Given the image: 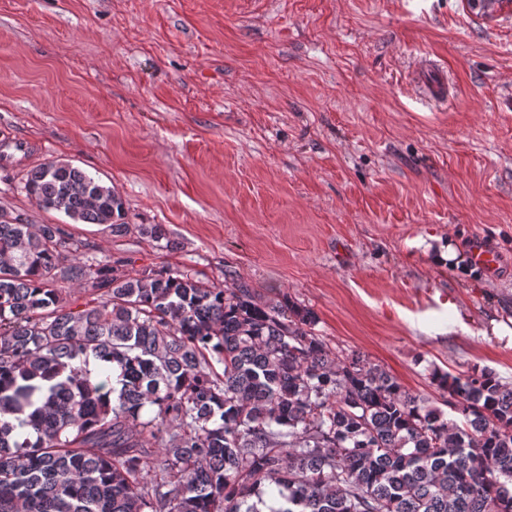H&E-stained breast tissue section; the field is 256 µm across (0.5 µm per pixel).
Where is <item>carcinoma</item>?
<instances>
[{
  "label": "carcinoma",
  "mask_w": 512,
  "mask_h": 512,
  "mask_svg": "<svg viewBox=\"0 0 512 512\" xmlns=\"http://www.w3.org/2000/svg\"><path fill=\"white\" fill-rule=\"evenodd\" d=\"M24 190L128 229L122 198L68 162ZM83 247L0 211V512H512L494 372L432 373L450 418L286 297L131 276Z\"/></svg>",
  "instance_id": "obj_1"
}]
</instances>
